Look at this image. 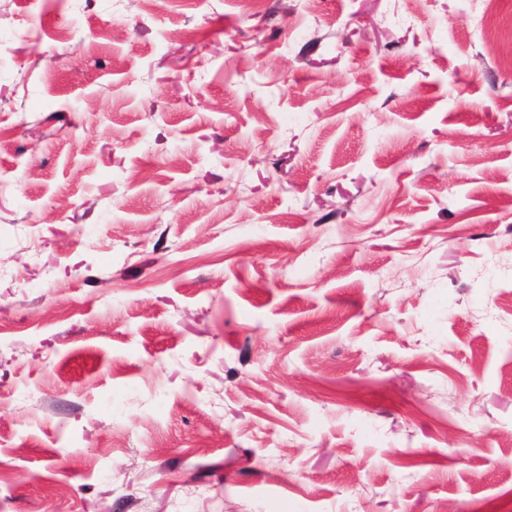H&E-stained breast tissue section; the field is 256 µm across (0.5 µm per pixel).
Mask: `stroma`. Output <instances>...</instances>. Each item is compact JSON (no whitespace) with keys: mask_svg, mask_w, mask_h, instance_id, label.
<instances>
[{"mask_svg":"<svg viewBox=\"0 0 512 512\" xmlns=\"http://www.w3.org/2000/svg\"><path fill=\"white\" fill-rule=\"evenodd\" d=\"M0 512H512V0H0Z\"/></svg>","mask_w":512,"mask_h":512,"instance_id":"obj_1","label":"stroma"}]
</instances>
